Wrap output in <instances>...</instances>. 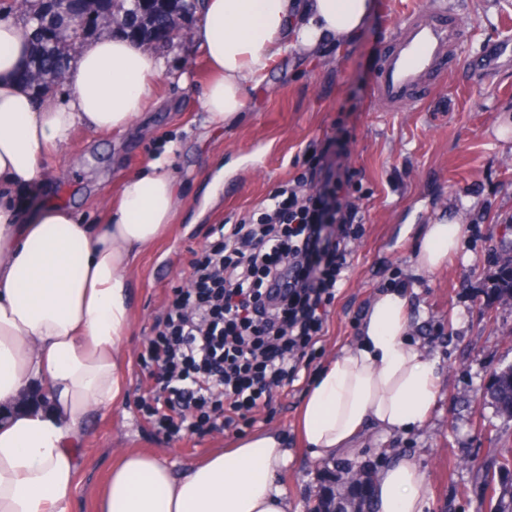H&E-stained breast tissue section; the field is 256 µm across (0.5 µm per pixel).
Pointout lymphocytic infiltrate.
Here are the masks:
<instances>
[{"mask_svg":"<svg viewBox=\"0 0 512 512\" xmlns=\"http://www.w3.org/2000/svg\"><path fill=\"white\" fill-rule=\"evenodd\" d=\"M356 177L315 153L236 223L211 225L145 347L163 368L146 404L157 434L238 431L298 379L362 233Z\"/></svg>","mask_w":512,"mask_h":512,"instance_id":"obj_1","label":"lymphocytic infiltrate"}]
</instances>
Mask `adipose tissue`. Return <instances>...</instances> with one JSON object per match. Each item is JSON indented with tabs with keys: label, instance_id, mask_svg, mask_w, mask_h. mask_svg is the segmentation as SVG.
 <instances>
[{
	"label": "adipose tissue",
	"instance_id": "obj_1",
	"mask_svg": "<svg viewBox=\"0 0 512 512\" xmlns=\"http://www.w3.org/2000/svg\"><path fill=\"white\" fill-rule=\"evenodd\" d=\"M375 0H202L195 39L212 77L200 98L204 128L238 124L248 94L288 48L319 53L347 44ZM22 30L0 21V512H68L80 471L84 420L127 400L124 351L133 309L130 271L169 232L177 212L165 161L121 175L99 224L61 206L24 216L17 193L40 183L77 128L122 133L155 99L167 73L144 47L104 36L83 48L59 99L37 100L13 72ZM463 237L458 220L428 225L413 259L441 269ZM408 292L372 298L357 340L332 357L298 410L311 459L355 457L368 432L419 429L435 408L436 360L410 337ZM40 384L47 408L16 410ZM284 435L256 432L173 473L154 452L124 449L100 496L102 512H291ZM375 512H424L428 480L399 456L375 474Z\"/></svg>",
	"mask_w": 512,
	"mask_h": 512
}]
</instances>
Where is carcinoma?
Returning a JSON list of instances; mask_svg holds the SVG:
<instances>
[{"label": "carcinoma", "mask_w": 512, "mask_h": 512, "mask_svg": "<svg viewBox=\"0 0 512 512\" xmlns=\"http://www.w3.org/2000/svg\"><path fill=\"white\" fill-rule=\"evenodd\" d=\"M27 11L21 14L23 28L29 38V52L17 71V79L42 92L52 86L49 75L61 72L70 64V48L83 41L101 26H112L106 19L109 5L120 4L117 15L140 18L138 37L155 49L172 43L179 31L177 18L188 14L185 0H68L69 9L84 16L85 25L74 42L59 41L48 34L47 5L50 0H27ZM483 399L498 413L512 418V365L494 373V381L486 387Z\"/></svg>", "instance_id": "cac0c4a2"}]
</instances>
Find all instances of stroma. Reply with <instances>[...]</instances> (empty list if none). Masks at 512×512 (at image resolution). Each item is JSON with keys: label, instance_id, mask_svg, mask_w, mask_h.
<instances>
[{"label": "stroma", "instance_id": "stroma-1", "mask_svg": "<svg viewBox=\"0 0 512 512\" xmlns=\"http://www.w3.org/2000/svg\"><path fill=\"white\" fill-rule=\"evenodd\" d=\"M447 6L468 33L461 63L428 97L398 112L371 96L380 56L394 40L408 4ZM378 7L344 52L325 44L318 59L296 51L278 57L251 91L243 120L205 130L201 85L166 81L162 103L148 107L126 133L82 128L43 182L22 191L23 211L60 204L83 223L103 221L115 176L149 155L164 156L181 205L171 231L132 273L134 319L125 347L135 367L124 407L85 421L80 485L71 512H96L95 494L121 448L163 449L175 470L199 461L231 436L169 440L156 434L142 402L152 386L143 343L170 288L183 286L193 251L210 225L235 223L278 185L304 169L308 152L329 147L336 165L359 171L364 233L331 307L328 332L298 380L276 396L267 416L241 435L277 427L293 459L284 474L295 512H316L324 469L346 476L394 457L415 458L427 472L425 512H486V479L512 482L502 458L512 449V419L479 397L493 370L512 364V301L499 298V273L512 258V0H377ZM200 15L180 24L161 55L168 71L203 72L193 34ZM456 216L465 228L459 252L435 273L411 258L428 224ZM409 290L412 339L437 359L442 396L422 429L370 434L354 459L323 464L299 450L295 420L302 399L331 353L356 336L377 290Z\"/></svg>", "mask_w": 512, "mask_h": 512}]
</instances>
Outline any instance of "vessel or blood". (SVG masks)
<instances>
[{"mask_svg": "<svg viewBox=\"0 0 512 512\" xmlns=\"http://www.w3.org/2000/svg\"><path fill=\"white\" fill-rule=\"evenodd\" d=\"M465 38L448 8L407 9L381 57L371 87L373 97L395 109L426 98L433 84L456 66Z\"/></svg>", "mask_w": 512, "mask_h": 512, "instance_id": "b4317fda", "label": "vessel or blood"}]
</instances>
